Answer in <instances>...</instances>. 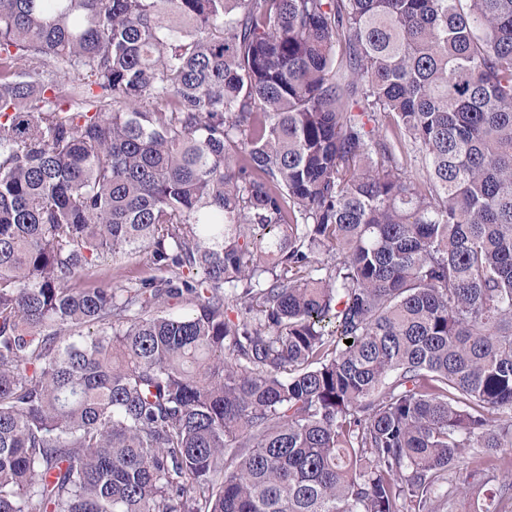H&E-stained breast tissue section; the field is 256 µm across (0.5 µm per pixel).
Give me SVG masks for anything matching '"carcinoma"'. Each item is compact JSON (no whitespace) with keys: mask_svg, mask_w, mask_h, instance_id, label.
<instances>
[{"mask_svg":"<svg viewBox=\"0 0 512 512\" xmlns=\"http://www.w3.org/2000/svg\"><path fill=\"white\" fill-rule=\"evenodd\" d=\"M471 448L512 0H0V512H441ZM95 276L109 278L112 286L127 285L130 281L139 280L152 274L149 256L142 253L133 259H112L111 254L104 255L97 263Z\"/></svg>","mask_w":512,"mask_h":512,"instance_id":"cac0c4a2","label":"carcinoma"}]
</instances>
